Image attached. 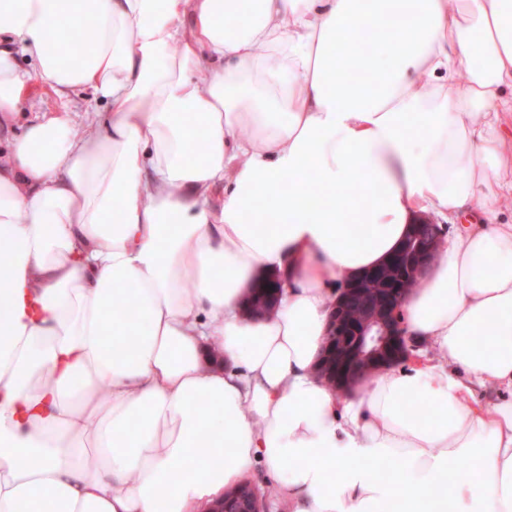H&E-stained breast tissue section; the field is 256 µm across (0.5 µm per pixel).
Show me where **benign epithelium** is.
I'll use <instances>...</instances> for the list:
<instances>
[{"instance_id":"obj_1","label":"benign epithelium","mask_w":512,"mask_h":512,"mask_svg":"<svg viewBox=\"0 0 512 512\" xmlns=\"http://www.w3.org/2000/svg\"><path fill=\"white\" fill-rule=\"evenodd\" d=\"M434 226L430 220L411 225L408 240L414 247L406 259L397 256L345 284L336 297L328 324L321 372L336 380L338 393L352 391L370 374L403 360L415 358L404 334L401 316L408 296L406 277L423 279L437 255L438 247L422 232ZM250 499L255 512H263V500L256 485L245 481L225 495L210 512H228L231 501Z\"/></svg>"}]
</instances>
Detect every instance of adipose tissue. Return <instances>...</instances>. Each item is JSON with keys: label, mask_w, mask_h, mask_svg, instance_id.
<instances>
[{"label": "adipose tissue", "mask_w": 512, "mask_h": 512, "mask_svg": "<svg viewBox=\"0 0 512 512\" xmlns=\"http://www.w3.org/2000/svg\"><path fill=\"white\" fill-rule=\"evenodd\" d=\"M34 82L60 106L0 158V512H200L259 466L289 512H512V0H0V129ZM422 215L460 222L404 306L430 349L338 396L330 306Z\"/></svg>", "instance_id": "adipose-tissue-1"}]
</instances>
